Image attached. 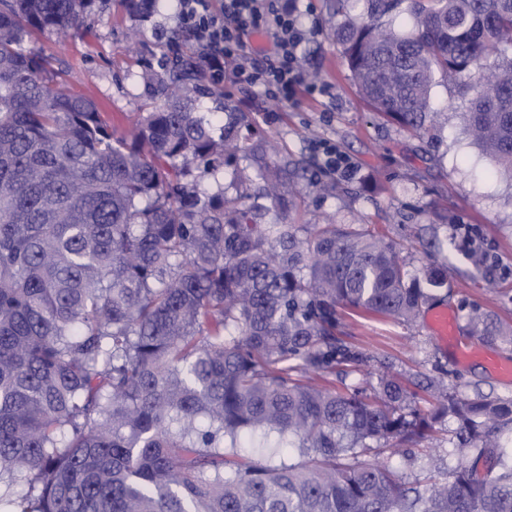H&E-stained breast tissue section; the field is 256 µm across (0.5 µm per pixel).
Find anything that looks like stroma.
<instances>
[{
	"mask_svg": "<svg viewBox=\"0 0 512 512\" xmlns=\"http://www.w3.org/2000/svg\"><path fill=\"white\" fill-rule=\"evenodd\" d=\"M300 9L301 24L311 33L305 64L321 71L332 87L330 95L305 97L279 112L268 98L207 77L198 98L200 112L217 126L224 122L222 104L250 113V144L276 148L265 154L266 162L304 164L295 223L332 219L378 228L398 244L410 272L430 264L445 270L448 286L433 295L455 312L459 325H466L476 309L512 328V181L489 176L486 159L467 132L456 81L438 78L430 133L417 137L363 100L323 22L324 0H302ZM178 29L175 0H151L144 12L128 10L121 0H93L83 24L68 36L36 31L27 46L69 90L92 99L112 129L120 131L153 103L147 75L172 62L175 53L194 51L187 39L169 44ZM324 142L356 165L355 174L340 178L333 192L318 187L326 177L317 152ZM341 322L340 339L361 353L364 363L360 371L337 373L336 386H376L388 367L406 381H441L452 392L512 398V383L502 382L480 362L459 361L436 343L423 319L400 323L346 312ZM428 446L421 456L403 445L380 462L407 477L424 470L446 472L454 462L447 433Z\"/></svg>",
	"mask_w": 512,
	"mask_h": 512,
	"instance_id": "stroma-1",
	"label": "stroma"
}]
</instances>
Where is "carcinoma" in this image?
I'll use <instances>...</instances> for the list:
<instances>
[{
  "label": "carcinoma",
  "mask_w": 512,
  "mask_h": 512,
  "mask_svg": "<svg viewBox=\"0 0 512 512\" xmlns=\"http://www.w3.org/2000/svg\"><path fill=\"white\" fill-rule=\"evenodd\" d=\"M92 2L0 0V512H512V398L317 383L363 363L341 310L411 322L440 270L410 274L362 226L288 221L287 165L200 192L252 151L253 123L225 104L213 127L190 56L149 75L156 105L112 132L26 49ZM326 15L374 111L421 136L453 77L489 174L512 177V0H326ZM468 329L512 342L481 314ZM449 420L442 481L366 461ZM255 435L300 460L254 462Z\"/></svg>",
  "instance_id": "cac0c4a2"
}]
</instances>
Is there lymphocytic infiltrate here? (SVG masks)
Returning a JSON list of instances; mask_svg holds the SVG:
<instances>
[{
    "mask_svg": "<svg viewBox=\"0 0 512 512\" xmlns=\"http://www.w3.org/2000/svg\"><path fill=\"white\" fill-rule=\"evenodd\" d=\"M299 14L297 0L285 6L280 0H178L180 26L199 47L197 67L220 82L226 64L235 62L237 85L282 107L329 92L325 82L307 77ZM256 34L266 37L272 48L245 57Z\"/></svg>",
    "mask_w": 512,
    "mask_h": 512,
    "instance_id": "obj_1",
    "label": "lymphocytic infiltrate"
}]
</instances>
